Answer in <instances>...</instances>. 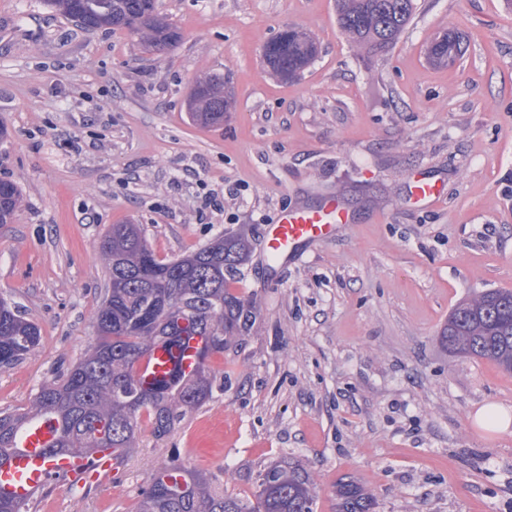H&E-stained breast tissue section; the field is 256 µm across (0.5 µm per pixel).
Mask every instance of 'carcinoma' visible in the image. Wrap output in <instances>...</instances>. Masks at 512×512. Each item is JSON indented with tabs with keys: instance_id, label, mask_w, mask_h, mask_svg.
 <instances>
[{
	"instance_id": "obj_1",
	"label": "carcinoma",
	"mask_w": 512,
	"mask_h": 512,
	"mask_svg": "<svg viewBox=\"0 0 512 512\" xmlns=\"http://www.w3.org/2000/svg\"><path fill=\"white\" fill-rule=\"evenodd\" d=\"M45 5L86 30L126 29L158 54L179 39L176 29L157 13L156 0H45ZM415 0H336L339 29L357 45L375 52L392 46L410 25ZM462 42L455 31L437 37L428 57L448 64V51ZM316 42L288 28L265 44L271 69L284 80L295 79L316 59ZM232 98L226 78L213 74L197 80L188 110L204 125L224 122ZM21 203V190L0 183V224H9ZM110 288L96 316L101 340L59 381L43 384L31 408L0 413V458L16 447L26 424L39 416L55 423L45 449L55 459L67 453L110 448L125 459L147 415L151 434L168 437L186 415L224 390L207 366L213 354L248 335L258 314L254 302L232 293L229 282L249 258V246L220 236L180 258L160 260L139 224H114L101 242ZM185 336H199L203 346L193 370H175L151 388H143L136 364L159 342L182 347ZM40 329L23 312L0 300V367L9 368L40 343ZM440 339L452 353L495 362L512 373V291L489 290L460 303L448 318ZM254 498L216 490L205 475L172 460L142 492L139 512H314L310 479L297 462H281L259 473ZM337 512H374L372 495L352 480L336 484Z\"/></svg>"
}]
</instances>
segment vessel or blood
Returning <instances> with one entry per match:
<instances>
[{"mask_svg": "<svg viewBox=\"0 0 512 512\" xmlns=\"http://www.w3.org/2000/svg\"><path fill=\"white\" fill-rule=\"evenodd\" d=\"M348 222L345 205L336 199L316 207L298 206L283 210L276 221L264 229L265 250L274 264H286L305 246L336 236ZM200 346V337H190L184 353L173 357L164 345H156L140 360L136 369L138 380L149 387L167 377L174 368H188ZM51 439L43 419H33L26 425L7 462L0 464V497L27 502L43 490L52 476L59 475L70 483L83 486L111 472L117 464L108 448L97 449L88 455H67L55 463L48 462L44 448Z\"/></svg>", "mask_w": 512, "mask_h": 512, "instance_id": "obj_1", "label": "vessel or blood"}]
</instances>
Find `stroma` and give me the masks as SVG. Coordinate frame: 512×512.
<instances>
[{"label":"stroma","instance_id":"1","mask_svg":"<svg viewBox=\"0 0 512 512\" xmlns=\"http://www.w3.org/2000/svg\"><path fill=\"white\" fill-rule=\"evenodd\" d=\"M416 3L373 54L340 32L336 0H158L181 39L156 55L44 0H0V182L22 191L0 224V297L41 331L0 368V411L30 407L97 343L112 225H144L166 260L246 236L234 288L259 310L209 358L225 381L213 400L168 438L142 429L120 475L54 481L28 512H137L174 457L242 496L264 468L299 462L314 512H336L345 477L374 512H512V431L473 422L486 404L512 408V375L439 341L460 301L512 290V0ZM289 27L319 54L286 83L262 47ZM450 29L462 57L431 66L428 43ZM212 73L233 107L203 127L185 100ZM420 178L437 203L415 200ZM330 196L351 224L268 261L266 224Z\"/></svg>","mask_w":512,"mask_h":512}]
</instances>
